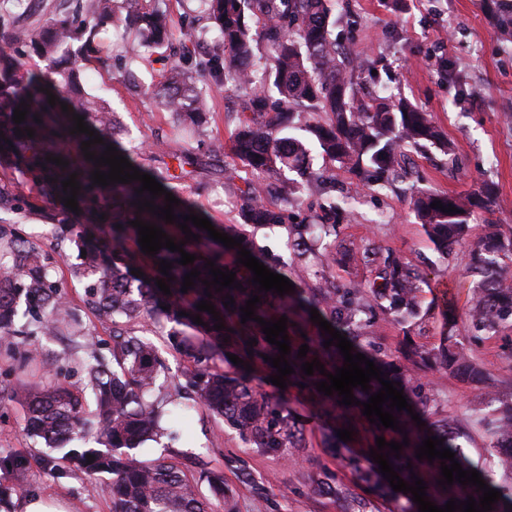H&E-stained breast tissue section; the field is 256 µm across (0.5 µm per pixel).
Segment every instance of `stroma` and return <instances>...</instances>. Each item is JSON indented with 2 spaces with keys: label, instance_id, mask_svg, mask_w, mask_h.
I'll use <instances>...</instances> for the list:
<instances>
[{
  "label": "stroma",
  "instance_id": "obj_1",
  "mask_svg": "<svg viewBox=\"0 0 512 512\" xmlns=\"http://www.w3.org/2000/svg\"><path fill=\"white\" fill-rule=\"evenodd\" d=\"M75 5L76 0H0V27L37 30L50 18L71 15ZM161 7L177 34L175 50L190 53L191 63H198L203 46L182 42L181 36L191 27L207 25L201 0H163ZM335 10L337 46L362 63L357 90L404 97L431 112L454 154L448 157L432 148L427 154L412 155L408 177L379 190L363 186L347 169L325 166L321 157H314V168L328 167L335 176L327 186L330 194L350 202L336 238L339 261L331 274L339 283L370 278L364 257L368 248L392 249L408 258L425 279L420 301L426 319L409 338L393 319H378L366 327V340L393 358L400 357L408 340L428 351L439 344L446 320H453L457 340L483 369L484 380L471 382L436 369L421 370L420 375L431 385L432 419L469 421L488 393L512 398V329L479 344L472 342L467 313L473 278L465 257L486 223L498 224L504 234L512 235V44L494 38L480 0H335ZM160 55V50L144 48L127 54L123 42L114 41L106 29L89 55L70 58L68 65L88 95L114 110L126 148L142 149L164 140L170 151L189 149L197 156L198 163L186 178L166 182L169 192L189 201L211 223H240L242 182L233 176L240 164L230 146L244 92L229 83L211 88L206 118L192 139L180 138L181 116L163 110L154 97L167 71ZM449 68L458 74V84L449 83ZM216 139L225 146L218 159L207 152L209 142ZM486 185L496 191L500 208L475 211L467 243L442 256L412 211V190L469 194ZM36 346L44 370L77 378L78 363L87 355L84 340L43 336ZM270 375L267 368L253 367L249 383L260 392L285 395L299 415L307 441L299 455L269 456L248 448L238 431L202 410L181 424V438L173 448L186 453L185 465L200 491L209 490L207 472L224 475V498L214 501L215 512H342L351 494L370 499L371 512H393L394 501L375 497L371 483L349 464L362 457L370 443L367 421L356 418L351 440L334 442L335 427L325 409L298 387L273 385ZM459 443L463 455L494 484L512 488V472L497 467V451L479 426L470 423ZM0 452L27 462L21 472L0 468V484L20 483L26 489L25 497L14 498L12 512H24L29 496L60 498L79 504L81 512H112L111 499L92 492L78 468L59 478L36 462L37 450L24 430L21 394L0 400ZM243 465L251 471L252 483L241 482ZM329 479L335 481L336 493L324 491Z\"/></svg>",
  "mask_w": 512,
  "mask_h": 512
}]
</instances>
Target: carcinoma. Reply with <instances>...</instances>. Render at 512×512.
Here are the masks:
<instances>
[{
    "mask_svg": "<svg viewBox=\"0 0 512 512\" xmlns=\"http://www.w3.org/2000/svg\"><path fill=\"white\" fill-rule=\"evenodd\" d=\"M207 15L219 33V43L205 58L200 68L191 72L179 60L168 61L166 84L157 93L158 103L170 112L201 114L209 108L208 92L199 82L212 77L218 83L231 82L240 87L250 84L251 67L257 42L265 43L271 61L272 84L254 89L248 99L250 116L244 119L233 137V151L246 174L241 195L244 206L242 223L216 225L214 229L235 239L241 245L232 249L210 238V234L187 222L196 241L186 240L179 228L182 216L195 212L187 202L174 207L177 221L166 222L151 212L138 210V201L154 200L165 206V196L155 198L147 191L138 194L141 182L97 185L92 172H109V166L95 167L84 156L81 143L90 140L84 133H71L73 116L79 114L103 142L90 145L89 151L99 157L108 146L115 147L132 166H137L135 151L125 148L114 130V115L104 102L84 98L73 102V78L58 69L57 58L78 43H89L97 28L116 17L123 5L134 38L126 50L160 44L166 36L162 15L151 0H83L79 12L70 19L53 20L38 31L0 32V158L9 167L31 177L42 192L64 199L62 182L77 173L78 212L76 237L79 263L71 265L75 276L85 281V307L97 321L109 328L112 336L111 357L96 351L101 341L77 321L67 294L57 275L59 264L68 260L63 245L52 252L16 231L17 219L31 208L30 201L0 186V348L14 350L29 345L18 358L16 373L23 394L28 434L45 446V453L55 460L51 466L57 475L67 473L66 465L82 469L89 484L112 494V512H212L210 499L202 495L195 481L180 466L171 451L163 447L157 457L144 459L139 447L147 440H160L169 425L188 409L205 408L224 425L241 431L245 443L270 455L296 454L306 448L303 427L288 409L284 399L274 400L257 391L245 377L224 374L217 362L224 361V348L233 349L240 359L251 365L271 367L264 356L277 357L276 345L266 341L262 326L254 320L241 323L240 308L253 295L260 297L254 315L276 321L288 318L286 334L290 354L285 359L294 368L286 380L291 385L303 384L321 405L338 408L337 428H353V416L363 406L340 405L338 393L326 396L315 383L327 377L314 371L307 376L301 364L317 359L325 372L344 366L339 348L324 347L329 338L325 331L311 328L310 309L331 323L353 343L352 353H361L385 373V377L401 383L399 389L421 420L416 424L410 412H393L403 432L370 424L373 434L386 442L409 445L400 457L390 453L389 462L401 478L411 484V476L423 479L426 497L439 507L454 498L464 501L471 495L479 499L482 491L458 482L446 488L439 459L428 462L415 457V451L427 437L443 440V447L459 453L458 434L448 428V420L429 419L433 398L429 384L415 370L432 366L461 373L471 378L482 375V369L470 358L451 332L454 320L448 319L449 332L433 353L410 349L405 362L386 359L367 350L362 344L363 329L379 314L393 317L407 331L418 327L425 318L421 310V277L398 253L377 252L372 259V278L366 282L348 281L336 284L323 271L336 259L333 252L336 219L345 211L342 202L328 195L319 204L314 219L300 224L288 223V211L273 205L267 197V179L282 176L286 169L299 171L302 181H281L285 197L312 188L323 193L324 172L308 167L312 159L311 142H316L324 159L338 162L355 172L368 187H382L401 172L407 152H425L434 147L449 156L453 148L441 135L430 113L411 102L392 97L369 100L357 97L353 70L342 67L336 41L332 38L336 19L329 0H206ZM489 14L494 35L512 43V0H482ZM31 44L50 61L43 71L24 72V58L18 47ZM56 97L48 103V94ZM26 103L24 122L13 121L15 108ZM68 105L62 112L61 105ZM40 116L36 122L34 116ZM35 131L34 137L15 135L16 129ZM59 157L68 162L58 166L49 161ZM439 200L456 212L447 214L431 204ZM481 206L492 210L499 206L498 197L489 189L478 194L450 195L422 189L413 197V208L425 232L437 250L448 256L452 244L469 234L473 209ZM141 220L154 224L174 243L185 242L183 249L196 255L185 266L179 264L181 254L162 248L151 256L142 252L138 229L130 222ZM122 228H116V225ZM281 225L288 228V251L292 259L316 272L314 287L297 288L280 296L272 291L260 292L253 284V273L238 263V251L247 245L249 230L260 226ZM512 254V237L505 236L497 224H489L475 247L469 252V268L477 277L473 304L468 321L476 342L492 337L512 324V285L502 276L499 259ZM272 272L291 278L288 264L265 253L253 254ZM147 261L143 275H133L134 266ZM172 263L169 275L158 270L159 262ZM214 267L236 273V282L246 291L226 287L221 292L206 287L212 280L207 261ZM200 271L194 286L182 292L184 276L192 269ZM168 282L170 294H164L156 281ZM212 296H206V292ZM230 295L235 304L223 305L222 297ZM210 300L218 312L224 329L216 330L217 321L196 305ZM187 315H180V312ZM200 316L203 324L193 322ZM171 324L168 337L172 345L193 359L186 374L187 383L196 388L190 403L179 392L155 396L162 359L155 344L144 337L147 322ZM306 337H301V334ZM81 336L89 341L90 352L80 363L76 382L58 377L37 375L32 369L37 349L30 340L34 336ZM256 339L249 346L247 342ZM309 346L304 357L299 347ZM480 413L476 423L491 439L493 447L512 443V402ZM82 440L81 447L69 444ZM377 449V446H372ZM370 449V450H372ZM365 450L362 467L359 460L350 461L356 470L375 485L378 492L397 502V512L416 507L412 493L396 492L378 473L379 465ZM95 460L88 461V456ZM412 469H407V465Z\"/></svg>",
    "mask_w": 512,
    "mask_h": 512,
    "instance_id": "cac0c4a2",
    "label": "carcinoma"
}]
</instances>
